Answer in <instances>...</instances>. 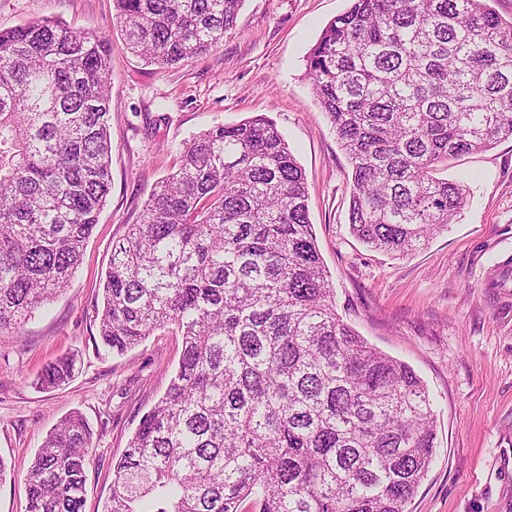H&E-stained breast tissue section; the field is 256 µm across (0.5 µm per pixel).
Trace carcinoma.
Instances as JSON below:
<instances>
[{"mask_svg":"<svg viewBox=\"0 0 512 512\" xmlns=\"http://www.w3.org/2000/svg\"><path fill=\"white\" fill-rule=\"evenodd\" d=\"M244 0H113L131 53L202 59ZM109 35L41 19L0 29V335L65 290L112 185ZM306 77L351 164L349 227L407 255L448 228V159L512 139V20L490 0H353ZM304 172L255 115L200 131L112 243L97 311L124 354L181 336L169 387L113 465L104 512H405L436 451L408 364L336 313ZM67 354L36 380L74 373ZM91 429L57 424L26 475L25 512H82Z\"/></svg>","mask_w":512,"mask_h":512,"instance_id":"carcinoma-1","label":"carcinoma"}]
</instances>
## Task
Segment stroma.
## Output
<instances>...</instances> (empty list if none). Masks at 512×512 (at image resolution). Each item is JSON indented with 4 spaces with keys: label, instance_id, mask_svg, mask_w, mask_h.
<instances>
[{
    "label": "stroma",
    "instance_id": "obj_1",
    "mask_svg": "<svg viewBox=\"0 0 512 512\" xmlns=\"http://www.w3.org/2000/svg\"><path fill=\"white\" fill-rule=\"evenodd\" d=\"M349 0H245L223 47L175 67L121 45L112 0H0V28L52 18L112 40V188L68 287L21 335L0 336V512H24L25 478L50 430L80 411L94 431L83 512H102L112 464L165 392L181 340L161 329L126 354L98 348L112 243L136 223L185 143L256 113L284 134L306 180L337 314L409 364L435 400L434 460L406 512H512V139L452 160L457 220L407 256L368 249L348 224L351 165L315 99L305 60ZM77 352L59 388L34 381Z\"/></svg>",
    "mask_w": 512,
    "mask_h": 512
}]
</instances>
